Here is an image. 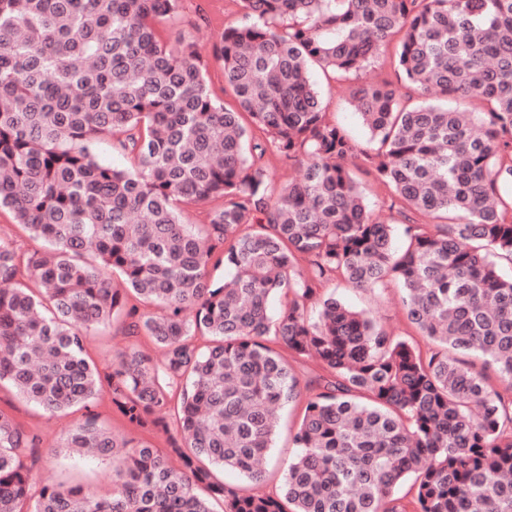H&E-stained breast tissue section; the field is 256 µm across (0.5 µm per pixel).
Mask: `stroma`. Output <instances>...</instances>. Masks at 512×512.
<instances>
[{
  "instance_id": "35a3bbf8",
  "label": "stroma",
  "mask_w": 512,
  "mask_h": 512,
  "mask_svg": "<svg viewBox=\"0 0 512 512\" xmlns=\"http://www.w3.org/2000/svg\"><path fill=\"white\" fill-rule=\"evenodd\" d=\"M204 14V22L193 34L203 46H211L219 33L227 26L241 24L244 20L238 0H188L186 16L188 20H196L197 14ZM312 79L328 104L331 119L338 121L348 133L359 142H367L369 132L363 125L359 114L349 102V89L356 82L355 75H334L313 68ZM328 291L341 296L353 306L371 312L379 318L400 339L417 347H426L427 341L419 336L407 322L400 310L399 299L401 290L398 284L390 282L372 290H356L350 288L339 279L327 285ZM138 348L148 353L152 363H161L164 351L154 345L146 336H126L119 325H107L93 331L89 338L87 353L101 373L108 375L116 363L119 354L129 348ZM291 368L298 381V396L282 412L281 425L274 440L271 452V463L267 479L262 486L265 493L278 494L282 477L289 461L297 454L291 441V433L300 420L303 407L309 396L316 393L317 388L311 380L316 373L312 364L297 361ZM0 410L12 415L16 421L30 434L36 435L40 441L41 459L34 473L40 485H71L80 484L90 489L95 495L108 496L112 493V460L111 458L92 455L76 457L68 455L64 441L69 430L83 419L85 413L95 415L98 423L111 434L127 439L131 444L148 443L157 448L167 445L168 435L161 430L144 431L126 423L121 414L112 404V392L109 385H102L97 398L91 403L89 410L73 409L65 413L49 414L33 404L20 399L8 386L0 388Z\"/></svg>"
}]
</instances>
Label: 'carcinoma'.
<instances>
[{
	"instance_id": "1",
	"label": "carcinoma",
	"mask_w": 512,
	"mask_h": 512,
	"mask_svg": "<svg viewBox=\"0 0 512 512\" xmlns=\"http://www.w3.org/2000/svg\"><path fill=\"white\" fill-rule=\"evenodd\" d=\"M239 2L246 22L212 48L228 109L184 0H0V209L49 245L0 238V385L49 413L88 407L101 376L87 338L121 317L164 359L122 353L112 403L151 430L180 398L165 451L93 416L70 430V454L112 458L109 498L34 489L36 438L0 412V512H512V277L494 261L512 262V0ZM397 36L399 83L350 90L364 147L328 118L311 68L364 74ZM415 94L456 106L402 105ZM106 139L131 166L94 157ZM269 154L302 178L276 183ZM358 157L389 188L393 223L365 204ZM198 206L196 231L183 212ZM90 249L102 266L81 260ZM337 278L398 281L427 349L321 292ZM290 358L316 363L321 391L281 492L243 494L214 471L263 481L278 409L297 396ZM410 477L409 511L395 492ZM207 85L211 94L223 101L225 106L235 105L232 93L224 84L223 71L218 63L212 62L207 75Z\"/></svg>"
}]
</instances>
